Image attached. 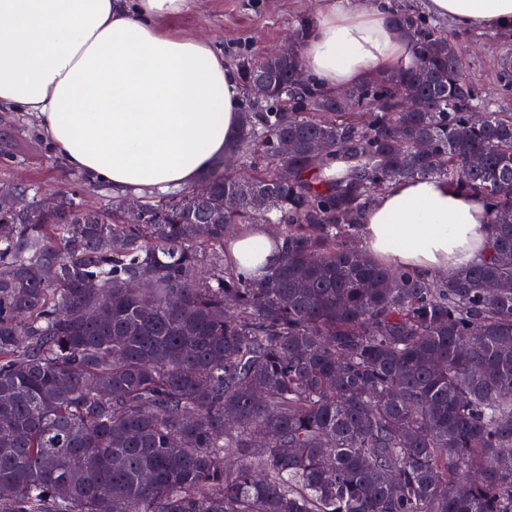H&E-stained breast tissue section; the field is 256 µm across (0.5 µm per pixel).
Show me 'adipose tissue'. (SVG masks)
<instances>
[{
    "label": "adipose tissue",
    "instance_id": "obj_1",
    "mask_svg": "<svg viewBox=\"0 0 512 512\" xmlns=\"http://www.w3.org/2000/svg\"><path fill=\"white\" fill-rule=\"evenodd\" d=\"M191 0H0V110L33 113L70 169L117 194L195 184L239 132L240 71L205 39L172 31ZM460 31L512 33V0H426ZM390 0L348 7L320 0L302 52L326 90L355 86L408 64L412 44ZM487 202L444 181L399 180L361 213L364 246L384 265L420 274L481 259ZM248 271L273 258L257 224L235 236Z\"/></svg>",
    "mask_w": 512,
    "mask_h": 512
}]
</instances>
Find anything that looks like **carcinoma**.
Wrapping results in <instances>:
<instances>
[{"instance_id": "carcinoma-1", "label": "carcinoma", "mask_w": 512, "mask_h": 512, "mask_svg": "<svg viewBox=\"0 0 512 512\" xmlns=\"http://www.w3.org/2000/svg\"><path fill=\"white\" fill-rule=\"evenodd\" d=\"M394 23L415 60L341 91L295 83L299 42L245 63L264 111L179 197L0 210V512H512V113ZM401 179L486 200L480 261L365 254ZM251 224L261 277L225 251Z\"/></svg>"}]
</instances>
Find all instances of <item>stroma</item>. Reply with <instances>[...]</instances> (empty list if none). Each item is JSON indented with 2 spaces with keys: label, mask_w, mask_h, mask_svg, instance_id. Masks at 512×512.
<instances>
[{
  "label": "stroma",
  "mask_w": 512,
  "mask_h": 512,
  "mask_svg": "<svg viewBox=\"0 0 512 512\" xmlns=\"http://www.w3.org/2000/svg\"><path fill=\"white\" fill-rule=\"evenodd\" d=\"M317 6L318 0H193L175 26L185 35L209 38L226 63L239 66L277 47L288 31L314 16ZM432 23L451 31L466 81L512 112V92L504 93L498 82L503 63L512 62V38L490 29L455 31L448 20L437 17ZM74 183L85 186L88 204L114 199L109 184L89 181L67 167L31 113L0 111V190L32 186L56 193Z\"/></svg>",
  "instance_id": "1"
}]
</instances>
